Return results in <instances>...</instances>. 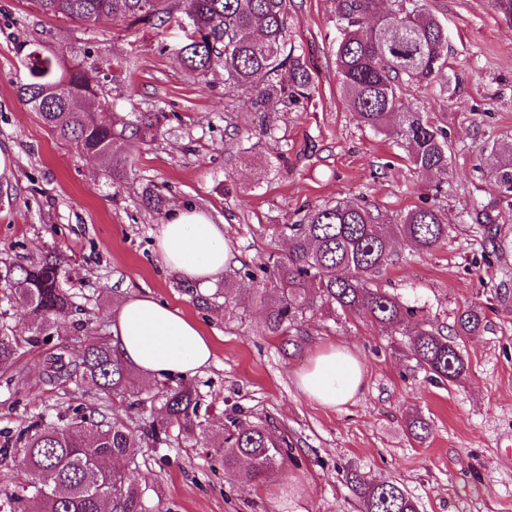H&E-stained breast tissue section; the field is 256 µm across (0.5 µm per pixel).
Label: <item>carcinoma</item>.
<instances>
[{
	"mask_svg": "<svg viewBox=\"0 0 512 512\" xmlns=\"http://www.w3.org/2000/svg\"><path fill=\"white\" fill-rule=\"evenodd\" d=\"M45 16L94 22L101 16L122 17L134 23H164L178 12L194 31L180 48L187 70L204 78L216 62L224 67V83L251 92L259 127L267 130L270 104L310 101L315 93L310 67L292 42L289 0H32ZM390 12L377 14L378 0H336V72L349 109L371 131L404 149L413 169L437 178L448 177L451 144L448 132L430 113L406 98L412 84L448 85V33L422 0H394ZM27 79L17 95L37 112L60 138L83 154L109 161L108 176L120 182L131 170L124 155L126 142L153 140L167 116L163 112H131L128 117L84 112L77 99L98 95L80 67L63 52L39 45L18 47ZM500 153L491 175L512 198V148ZM277 239L286 242V256L259 268L270 291L266 327L273 335L304 323L325 311L339 319L363 316L386 336L403 334L417 308L396 295L372 286L374 277L394 264L395 242L401 239L417 253H427L448 238V225L434 207H418L386 224L364 205L329 202L303 215L294 224H278ZM64 259L49 253L26 266L6 264L0 285L8 299L24 306L32 335L0 329V367L14 360L22 344L46 343L50 330L72 312L71 296L62 282ZM257 272V273H259ZM251 269H224V300L233 296L239 278L254 280ZM486 313L467 306L457 318L454 336L443 334L428 321L408 333L407 345L432 379L455 382L467 363L455 337L475 333ZM45 375L50 382L71 380L104 394L134 400L133 369L104 339L88 348L81 361L66 359V350L49 356ZM163 417L134 434L123 422L108 417L107 408L75 409L60 422L43 419L16 433L0 435V463L22 453L29 480L22 493L9 495L18 512H145L141 494L127 480L125 463L142 442L169 446V428L213 448L224 457V468L246 464L243 478L257 481L284 464L285 437L262 422L244 425L228 418L224 429L211 434L199 420L201 395L193 386L160 383ZM342 479L359 495L362 512H419V505L393 480L369 481L355 471Z\"/></svg>",
	"mask_w": 512,
	"mask_h": 512,
	"instance_id": "cac0c4a2",
	"label": "carcinoma"
}]
</instances>
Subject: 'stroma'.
Segmentation results:
<instances>
[{
	"label": "stroma",
	"mask_w": 512,
	"mask_h": 512,
	"mask_svg": "<svg viewBox=\"0 0 512 512\" xmlns=\"http://www.w3.org/2000/svg\"><path fill=\"white\" fill-rule=\"evenodd\" d=\"M448 31V75L456 90L410 85L407 97L430 112L452 144L448 179L416 173L391 140L361 126L340 93L336 74L334 0H292V40L313 70L311 103L276 105L260 132L250 96L226 87L224 69L207 80L189 75L178 51L191 23L130 24L104 18L84 23L40 14L31 0H0V263L28 264L49 252L68 258L70 316L50 344L25 346L0 369V432L68 407L107 406L132 427L154 420L129 413L121 396L71 383H49L45 360L66 347L77 358L110 335L114 312L129 295L148 293L178 307L213 345V359L195 376L201 421L218 432L229 416L263 421L292 445L291 458L267 478L246 483L213 449L189 439L169 448L137 449L126 469L147 512H361L358 497L337 475L348 468L368 478L399 481L420 512H512V206L490 176L491 148L512 142V24L492 0H424ZM73 47L98 86L85 106L120 114L164 112L157 137L132 141L128 178L108 180L105 161L57 139L21 101L25 78L17 48ZM165 208H146L145 187ZM367 202L388 221L419 206H437L448 238L415 253L397 242L398 258L378 287L423 308L443 334L460 309L483 306L484 328L457 337L468 369L460 380L430 381L405 347L357 317H309L300 330L274 336L265 327L262 282L238 281L236 301L170 272L156 251L167 213L189 205L223 219L230 266L258 268L286 253L271 229L328 201ZM490 217L475 223L476 213ZM332 344L355 350L366 370L363 395L333 408L312 403L297 375ZM427 437L409 435L412 415Z\"/></svg>",
	"instance_id": "35a3bbf8"
}]
</instances>
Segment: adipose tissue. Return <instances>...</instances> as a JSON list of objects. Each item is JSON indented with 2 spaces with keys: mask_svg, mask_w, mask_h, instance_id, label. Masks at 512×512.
Listing matches in <instances>:
<instances>
[{
  "mask_svg": "<svg viewBox=\"0 0 512 512\" xmlns=\"http://www.w3.org/2000/svg\"><path fill=\"white\" fill-rule=\"evenodd\" d=\"M157 244L170 270L203 286L217 281L230 260L223 225L189 207L173 211L161 224ZM111 346L129 367L150 379L189 378L213 358L212 344L197 324L150 295L123 301ZM297 382L310 401L324 407L360 396L366 388L362 361L344 345L318 353Z\"/></svg>",
  "mask_w": 512,
  "mask_h": 512,
  "instance_id": "adipose-tissue-1",
  "label": "adipose tissue"
}]
</instances>
